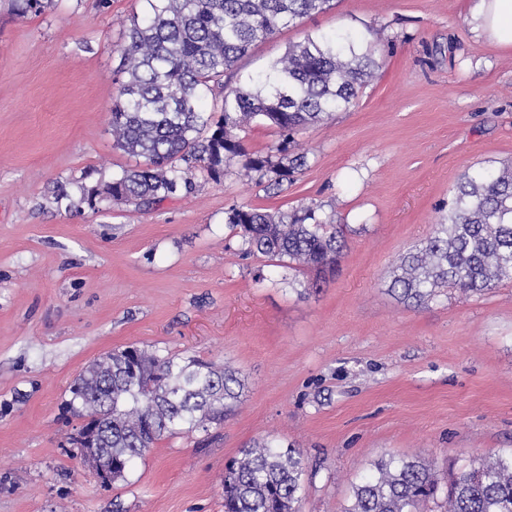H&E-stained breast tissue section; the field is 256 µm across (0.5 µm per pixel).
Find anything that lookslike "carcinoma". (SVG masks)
<instances>
[{
  "label": "carcinoma",
  "mask_w": 512,
  "mask_h": 512,
  "mask_svg": "<svg viewBox=\"0 0 512 512\" xmlns=\"http://www.w3.org/2000/svg\"><path fill=\"white\" fill-rule=\"evenodd\" d=\"M119 47L121 76L112 101L114 147L143 158L138 167L82 192L93 204L106 195L115 204L150 207L179 192L190 194L199 176L218 182L239 158L243 167L281 185L306 165L293 155L294 134L354 105L378 61L348 32L307 34L288 46L269 70L245 85L230 77L253 45L331 7L332 0H145ZM48 0H12L15 15L40 14ZM211 99V105L204 100ZM252 123L279 134L262 154H249L238 135ZM225 223L239 231L245 254L286 258L323 279L342 255V225L310 207L269 212L232 204ZM512 282V167L461 175L448 214L432 235L402 257L388 291L422 308L456 289L483 295ZM133 346L94 361L70 387L66 412L88 420L79 426L74 456L99 474L98 465L121 464L125 477L136 459L164 437L209 431L238 406L241 374L195 356L160 355ZM306 462L298 448L272 441L242 451L224 470V512H298ZM447 488L448 512H512V454H490L448 483L433 464L390 457L352 489L346 512H425Z\"/></svg>",
  "instance_id": "cac0c4a2"
}]
</instances>
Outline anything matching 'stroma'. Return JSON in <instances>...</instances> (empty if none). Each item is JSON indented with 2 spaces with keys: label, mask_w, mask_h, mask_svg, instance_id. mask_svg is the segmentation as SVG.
I'll return each instance as SVG.
<instances>
[{
  "label": "stroma",
  "mask_w": 512,
  "mask_h": 512,
  "mask_svg": "<svg viewBox=\"0 0 512 512\" xmlns=\"http://www.w3.org/2000/svg\"><path fill=\"white\" fill-rule=\"evenodd\" d=\"M473 0H335L257 44L234 83L305 34L345 30L380 62L348 110L302 131L307 165L269 191L232 165L146 210L84 189L139 159L112 146L117 50L144 0H0V512H224V468L266 439L307 457L300 512H344L382 457L440 472L512 453V282L427 307L388 291L464 172L512 164V50ZM346 224L333 276L243 256L231 204ZM238 370L237 411L163 438L100 486L63 419L73 379L129 345Z\"/></svg>",
  "instance_id": "35a3bbf8"
}]
</instances>
